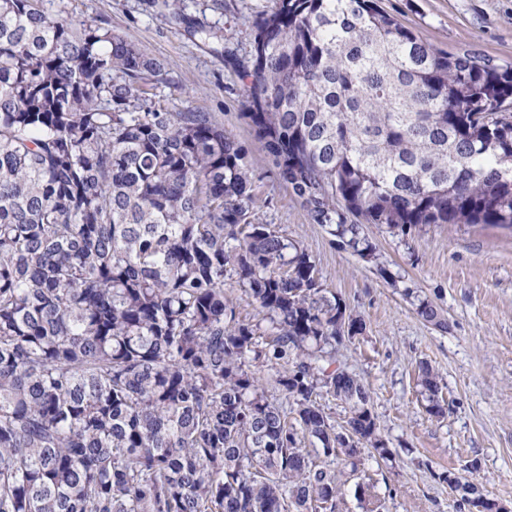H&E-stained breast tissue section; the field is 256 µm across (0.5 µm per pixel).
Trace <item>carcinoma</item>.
<instances>
[{
  "mask_svg": "<svg viewBox=\"0 0 512 512\" xmlns=\"http://www.w3.org/2000/svg\"><path fill=\"white\" fill-rule=\"evenodd\" d=\"M252 33L244 117L343 247L376 257L365 224L512 229V64L436 50L377 0H273ZM171 82L103 20L0 0V512H336L316 458L392 455L367 388L335 368L364 319L251 222L240 147L155 100ZM227 279L260 319L237 316ZM417 313L448 328L425 299ZM418 382L442 415L438 372Z\"/></svg>",
  "mask_w": 512,
  "mask_h": 512,
  "instance_id": "1",
  "label": "carcinoma"
}]
</instances>
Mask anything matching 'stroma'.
<instances>
[{
  "label": "stroma",
  "mask_w": 512,
  "mask_h": 512,
  "mask_svg": "<svg viewBox=\"0 0 512 512\" xmlns=\"http://www.w3.org/2000/svg\"><path fill=\"white\" fill-rule=\"evenodd\" d=\"M52 16L105 20L150 56L167 61L174 81L156 91L175 112L210 113L241 147L259 199L252 220L275 224L314 260L324 287L363 316L364 335L336 349V365L367 387L391 460L364 453L357 473L342 458L338 512H363L355 493L369 484L382 512H461L458 495L438 473L479 468L469 479L512 507V231L486 225L428 224L407 233L369 224L371 260L345 250L311 221L278 176L243 116L242 65L252 52L251 22L271 0H183L175 22L165 0H43ZM380 7L424 42L448 53L471 49L512 62V0H379ZM199 27L222 31L201 40ZM389 270L396 283L381 272ZM411 288L413 297L403 295ZM439 307V329L416 312L418 299ZM441 377L444 416L427 410L419 363Z\"/></svg>",
  "instance_id": "obj_1"
}]
</instances>
